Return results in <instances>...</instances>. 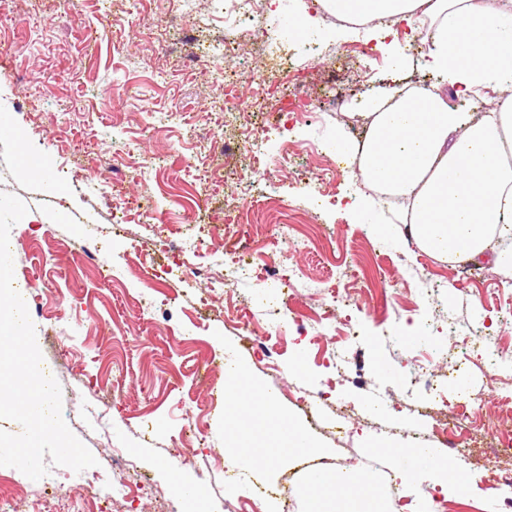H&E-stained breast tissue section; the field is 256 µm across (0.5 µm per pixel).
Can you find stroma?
<instances>
[{"instance_id": "obj_1", "label": "stroma", "mask_w": 512, "mask_h": 512, "mask_svg": "<svg viewBox=\"0 0 512 512\" xmlns=\"http://www.w3.org/2000/svg\"><path fill=\"white\" fill-rule=\"evenodd\" d=\"M112 3L119 20L89 46L84 32L96 22L99 0H80L68 15L57 13L53 0H0V114L22 133L18 139L14 131L0 133V192L28 207L10 232L14 283L36 327L44 369L62 387L63 417L98 461L84 478L59 468L51 484L0 466V493L14 497L19 512H72L78 501L85 512H112L111 502L94 493L111 481L112 460L121 452L150 487L127 503L128 512H176L179 485L195 482L205 488L207 512H267L286 497L304 512L310 458L260 477L242 450L224 448V398L209 389L224 376L209 383L196 369L210 359L219 366L232 359L315 439L322 458L374 470L385 506L400 497L409 512H437L441 486L425 473L403 483L389 457L368 445L377 438L447 454L422 384L402 383L408 364H437L444 348L468 387L448 390L444 403L463 405L464 427L481 442L460 458L467 495L449 502L446 512H507L512 487L489 485L486 474L498 422L512 416V366L492 376L461 332L482 328L512 353V326L498 320L512 307V275L486 258L455 265L381 235L378 204H369V220L356 219L345 201L360 186L331 148L355 102L377 86L395 78L408 87L426 84L455 106L452 88L419 65L393 73L382 51L351 57L352 38L336 36V18L320 0L278 5L269 28L243 37L230 60L195 54L198 18H209L213 37L224 36L221 0H193L192 11L177 18L163 0H141L131 15L122 0ZM312 16L322 19L320 50L292 57L287 26ZM268 41L279 46L277 59L265 52ZM289 65L317 110L306 123L266 128L252 109L254 80L276 81L278 68ZM228 66L236 73L238 104L229 118L215 80ZM213 121L220 142L200 147ZM250 127L260 128L268 155L260 168L238 146ZM23 154L46 163V178L21 169ZM322 159L335 162V175L299 186L298 167ZM271 176L276 192L254 195L230 237L247 240L256 253L284 256L301 270L303 286L288 297L270 287L256 300L253 282L232 267H212L210 253L233 199ZM147 195L159 208L155 222L135 212L127 223H113L115 203ZM170 224L191 245L190 269L145 283L135 268L145 260L167 263ZM77 235L85 236L87 252L75 249ZM220 275L231 280L232 296L209 288L207 277ZM329 304L338 320L355 327V337L316 327ZM284 315L306 334H278ZM250 324L259 341L247 332ZM340 346L348 362L336 371L328 362ZM298 356L304 369L296 373ZM326 389L330 398L319 399ZM377 394L382 410L372 414L366 405ZM188 414L201 428L190 443L181 434ZM228 469L242 476L232 488L224 483Z\"/></svg>"}]
</instances>
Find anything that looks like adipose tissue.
I'll return each instance as SVG.
<instances>
[{"instance_id":"ef3b65f1","label":"adipose tissue","mask_w":512,"mask_h":512,"mask_svg":"<svg viewBox=\"0 0 512 512\" xmlns=\"http://www.w3.org/2000/svg\"><path fill=\"white\" fill-rule=\"evenodd\" d=\"M326 8L382 39L397 24L427 19L425 65L456 96L502 89L476 113L420 86L380 87L359 104L364 141L339 137L332 149L368 190L402 201L423 251L452 263L488 253L496 268L511 271L512 249L501 243L512 240V0H327ZM224 379L225 447L255 449L264 471L317 453L316 442L241 364ZM307 482L306 512H382L372 477L357 469H316Z\"/></svg>"}]
</instances>
